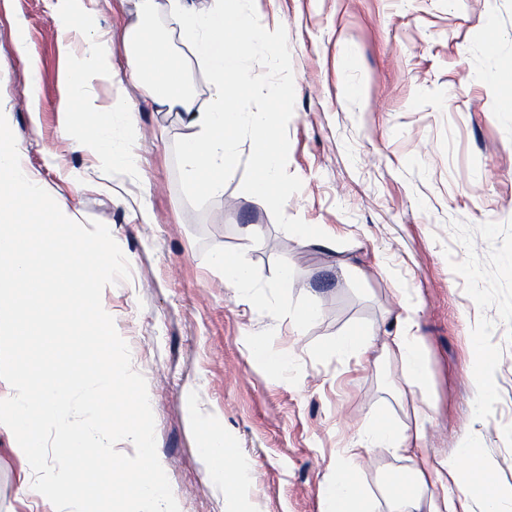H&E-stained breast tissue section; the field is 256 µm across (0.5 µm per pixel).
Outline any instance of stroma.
Segmentation results:
<instances>
[{
	"label": "stroma",
	"instance_id": "obj_1",
	"mask_svg": "<svg viewBox=\"0 0 512 512\" xmlns=\"http://www.w3.org/2000/svg\"><path fill=\"white\" fill-rule=\"evenodd\" d=\"M89 7L125 68L135 0ZM247 9V111H270L276 85L293 90L276 128L277 202L251 189L250 126L223 194H200L186 174L192 130L180 113L156 111L117 81L90 80L84 93L127 109L136 161L96 162L64 114L67 72L95 69L84 36L61 48L57 0H0V113L41 188L80 223L105 224L130 265L101 302L146 380L179 512H224V485L197 452L206 424L223 429L227 466L247 467L241 512H322L337 450L375 411L406 431L417 399L398 357L344 358L334 342L356 324L394 334L407 305L434 405L425 457L453 455L478 435L485 471L512 487V105L489 81L512 67V0H251ZM152 26L182 53L199 103L209 104L216 85L184 52L167 12ZM19 35L24 56L14 50ZM249 224L252 278L225 287L212 257L238 248ZM292 224L324 225L338 256L299 245ZM341 259L353 273L341 272ZM285 264L289 286L279 278ZM305 305L317 319L293 327L290 312ZM256 339L290 356L286 376L252 356ZM482 348L493 358L483 390L473 374ZM411 466L405 453L372 451L357 479L374 512H388L386 491ZM26 471L0 426V512H51L26 495Z\"/></svg>",
	"mask_w": 512,
	"mask_h": 512
}]
</instances>
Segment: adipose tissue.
Here are the masks:
<instances>
[{"label": "adipose tissue", "instance_id": "ef3b65f1", "mask_svg": "<svg viewBox=\"0 0 512 512\" xmlns=\"http://www.w3.org/2000/svg\"><path fill=\"white\" fill-rule=\"evenodd\" d=\"M170 16L184 45L207 68L216 85L247 86L249 79L244 65V36L251 32L246 10H227L225 0H212L206 14H198L184 0H169ZM158 10L157 0H138L137 20L127 35L129 78L142 95L153 105L166 111L182 112L193 135L184 143V157L189 176L196 188L206 195H219L233 171V146L239 137L243 105L239 98L217 94L208 107H200L188 81L180 53L162 48L152 37L147 21ZM93 50L100 60L95 74L82 70L69 75L70 99L66 108L69 119L92 112L93 107L83 97V88L90 77L109 80L117 71L106 42L93 41ZM254 149L259 156L253 186L256 192L270 199H279L280 158L275 139L274 115L255 112L251 115ZM80 146L107 165L130 164L134 155L129 147V127L121 121L119 110H111L109 120L96 123L88 138ZM416 312L406 309L401 317L400 333L375 343L371 329L352 326L337 337L334 348L338 355L349 356L360 351H378L395 354L404 367V382L408 388L419 391L420 397L413 409L414 427L411 433L396 432L379 414H372L370 422L356 443L347 445L338 453L336 474L324 489L326 512H371L370 500L357 483L354 473L373 449L386 448L416 453L421 448L423 430L431 419L433 404L424 396L428 373L423 359L421 342L413 334ZM201 456L207 459L217 480L225 488V512H237L236 494L240 482L238 470L224 465L226 454L223 431L206 433L198 445ZM484 450L481 443L469 439L457 446L449 458H437L415 466L406 483L389 487L387 497L392 512H505L506 499L497 483L466 482L465 477L482 467ZM454 483L457 496L432 492L433 484Z\"/></svg>", "mask_w": 512, "mask_h": 512}]
</instances>
